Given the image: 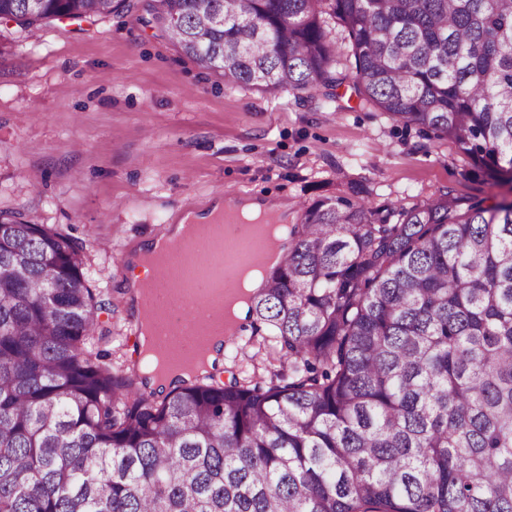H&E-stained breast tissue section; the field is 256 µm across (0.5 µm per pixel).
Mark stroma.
Segmentation results:
<instances>
[{
	"instance_id": "stroma-1",
	"label": "stroma",
	"mask_w": 512,
	"mask_h": 512,
	"mask_svg": "<svg viewBox=\"0 0 512 512\" xmlns=\"http://www.w3.org/2000/svg\"><path fill=\"white\" fill-rule=\"evenodd\" d=\"M132 10L55 21L29 37L0 22V207L81 238L89 286L105 305L117 366L132 363L136 318L125 288L133 242L165 233L217 197L301 207L362 184L374 207L446 191L512 200L455 145L395 123L340 87L338 103L225 86ZM247 335L226 341L215 377L262 367Z\"/></svg>"
}]
</instances>
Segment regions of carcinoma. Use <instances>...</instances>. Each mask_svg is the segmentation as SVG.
<instances>
[{
    "instance_id": "obj_1",
    "label": "carcinoma",
    "mask_w": 512,
    "mask_h": 512,
    "mask_svg": "<svg viewBox=\"0 0 512 512\" xmlns=\"http://www.w3.org/2000/svg\"><path fill=\"white\" fill-rule=\"evenodd\" d=\"M128 8L0 0V19L32 34ZM148 13L229 87L331 103L349 80L512 184V0ZM88 273L81 240L0 209V512H512V201L307 206L249 298L264 385L208 374L142 391L98 346Z\"/></svg>"
}]
</instances>
